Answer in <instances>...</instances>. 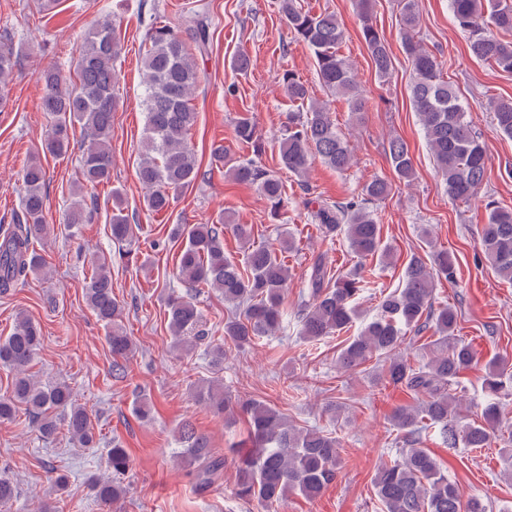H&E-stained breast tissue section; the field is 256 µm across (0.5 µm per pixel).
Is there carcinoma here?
<instances>
[{
    "mask_svg": "<svg viewBox=\"0 0 512 512\" xmlns=\"http://www.w3.org/2000/svg\"><path fill=\"white\" fill-rule=\"evenodd\" d=\"M403 25L402 46L411 60L410 87L415 112L430 147L437 175L448 198L470 202L477 197L484 180L488 156L484 145L466 120L467 108L453 83L441 75L437 57L416 39L418 13L415 0H400ZM454 24L464 33L471 55L504 72L512 73V42L497 36L512 32V0H448ZM364 39L376 73L392 75L388 44L371 17V0H358ZM279 11L295 37L313 53L323 88L347 99L352 112L366 110L352 64L340 54L345 38L336 15L319 14L304 8L300 0H279ZM210 43L208 17L194 15L184 30L169 25H153L144 51L143 86L146 111L145 141L136 167L144 189V206L160 213L199 176L194 147L189 139L197 112L192 97L199 84L198 56ZM121 48L116 23L99 19L79 48V85H70L55 68L38 72L42 87L41 105L51 114L42 150L61 157L70 150L69 129L80 124V168L84 182L98 186L112 182V114L117 109L115 61ZM19 62L8 43L0 44V107L10 98L9 77ZM281 85L292 102L305 106L288 113L279 147L281 168L306 178L319 160L338 172L348 170L354 161L347 140L342 137L325 105L312 100L306 85L294 74L282 75ZM497 130L512 138V98L489 102ZM237 141L252 148V157L232 166L226 175L254 187L270 204L271 216L280 217L283 184L277 174L261 162L265 144L255 122L240 117L234 127ZM388 154L398 178L410 181L414 175L413 156L407 143L394 138ZM26 192L21 207L13 213V227L0 233V291L7 290L29 275L48 276L45 263L33 249V242L48 233L45 220L46 171L38 160L24 171ZM392 184L383 179L368 182L360 196L326 204L316 212L319 229L328 237L344 234L357 258L347 273H331L319 257L307 272V293L298 306L299 335L318 342L348 331L361 317L356 303L365 288V261L375 255L386 259L390 249L383 245L381 225L370 208L386 198ZM66 215V224L75 227L91 221L94 202H89L83 185H76ZM487 221L480 229L484 259L498 278L512 282V208L494 201L485 203ZM231 232L247 245L242 261L224 253V232ZM138 225L128 214L121 191L112 189L110 236L117 244L137 239ZM252 227L223 220L216 224H175L170 238L181 243L177 260V283L186 288L182 295L172 289L167 320L174 348L191 351L206 343L211 369H224V359L236 349L275 336L288 319L284 306L290 270L276 249L250 244ZM111 258L99 255L92 261L85 288L90 309L106 328V341L112 354V373L125 372V362L133 351L131 336L123 326L124 305L112 292ZM452 283L457 265L446 249L433 251L431 261L410 260L403 274L402 287L379 297L377 316L364 324L358 334L345 340L336 356L338 370H355L371 360L380 363L378 379L400 386L422 397L416 405L398 408L393 426L400 434L402 448L397 457L375 474L374 487L383 512H491L488 503L477 497L464 499L459 486L448 479L437 458L419 447L422 434L436 431L448 448L481 449L490 445L499 429L503 402L512 396V366L496 359L486 366L483 391L486 404L478 421L467 422L459 414L462 398L454 392L462 375L475 367L468 344L457 336L458 313L449 305L435 306V279ZM199 288H212L224 296L230 312L224 315V340H208L205 321L191 296ZM432 329L438 337L437 349L428 361L414 367L401 350L406 330ZM40 345L38 327L19 314L12 333L0 337V369L12 374L10 386L0 394V420H11L24 406L32 426L42 440L58 433L54 412L68 411L67 433L83 447L96 445V433L89 415L75 404L71 387L64 382L44 384L29 374L28 367ZM197 399L217 414L224 415L227 427L241 416L247 418L253 448L234 459L236 495L244 500L271 505L290 493L307 498L319 496L336 478L342 448L338 439L316 428L299 427L288 421L268 403L255 398H233L224 393L219 377L206 381L197 390ZM181 457L191 467L196 485L203 490L221 480L227 458L215 452L210 438L184 421L178 429ZM126 449L116 443L111 449L112 476L94 478L90 486L104 502H116L125 494L120 482L129 467Z\"/></svg>",
    "mask_w": 512,
    "mask_h": 512,
    "instance_id": "cac0c4a2",
    "label": "carcinoma"
}]
</instances>
